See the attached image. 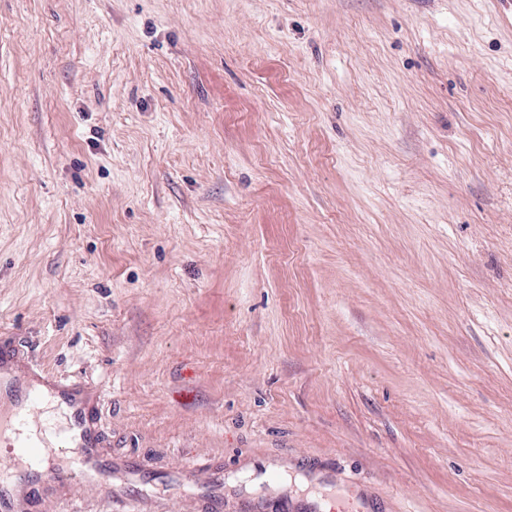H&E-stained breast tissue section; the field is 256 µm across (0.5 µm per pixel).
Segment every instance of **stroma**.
<instances>
[{"label": "stroma", "instance_id": "obj_1", "mask_svg": "<svg viewBox=\"0 0 512 512\" xmlns=\"http://www.w3.org/2000/svg\"><path fill=\"white\" fill-rule=\"evenodd\" d=\"M7 344L141 464L38 512H512V16L0 0Z\"/></svg>", "mask_w": 512, "mask_h": 512}]
</instances>
